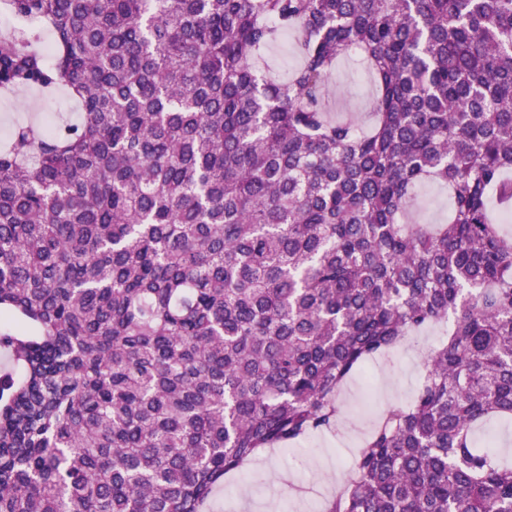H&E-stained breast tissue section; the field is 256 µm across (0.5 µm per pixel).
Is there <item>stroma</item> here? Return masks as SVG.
<instances>
[{
	"label": "stroma",
	"instance_id": "35a3bbf8",
	"mask_svg": "<svg viewBox=\"0 0 512 512\" xmlns=\"http://www.w3.org/2000/svg\"><path fill=\"white\" fill-rule=\"evenodd\" d=\"M373 86L364 67L344 57L329 87L333 117L367 123ZM81 114L64 90L0 92V148L20 124L78 123ZM444 338L442 328L417 333L392 353L368 363L341 392L337 427L311 434L293 449L263 450L246 468L225 478L208 512H320L330 485L347 481L350 462L383 410L411 402L420 388L426 352Z\"/></svg>",
	"mask_w": 512,
	"mask_h": 512
}]
</instances>
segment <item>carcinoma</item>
<instances>
[{
    "instance_id": "1",
    "label": "carcinoma",
    "mask_w": 512,
    "mask_h": 512,
    "mask_svg": "<svg viewBox=\"0 0 512 512\" xmlns=\"http://www.w3.org/2000/svg\"><path fill=\"white\" fill-rule=\"evenodd\" d=\"M0 512H204L432 325L322 512H512V0H0ZM52 38L40 47L44 31ZM292 34L286 80L256 59ZM373 122L333 120L340 57ZM448 223L409 224L417 189ZM74 106L75 102L63 89L45 93L0 90V148L10 143L11 133L19 124L78 123L81 114ZM448 217V191L436 184L422 190L419 206L408 216L409 224H438ZM489 434L495 436L496 446L502 458L509 462L512 461V424L493 421L478 432L480 438L487 437Z\"/></svg>"
}]
</instances>
